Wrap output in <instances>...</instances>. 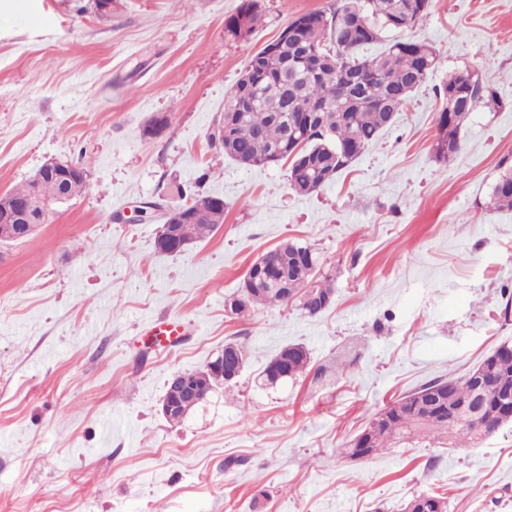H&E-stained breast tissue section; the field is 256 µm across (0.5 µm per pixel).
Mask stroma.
Segmentation results:
<instances>
[{"label": "stroma", "mask_w": 512, "mask_h": 512, "mask_svg": "<svg viewBox=\"0 0 512 512\" xmlns=\"http://www.w3.org/2000/svg\"><path fill=\"white\" fill-rule=\"evenodd\" d=\"M0 0V195L46 162L89 170L30 238L0 243V512H401L438 493L449 512H512V425L473 448L423 440L353 461L374 414L434 379L459 378L512 344V210L489 207L512 164V0H432L406 40L438 66L394 125L311 195L287 162L248 170L211 145L224 97L251 55L329 0H254L258 24L224 31L242 0ZM470 71L496 93L437 160V87ZM161 133L147 135L156 116ZM217 195L224 222L181 254L155 249L173 187ZM311 245L334 296L226 313L250 263L285 241ZM179 320L178 346L144 330ZM245 347L232 388L181 421L168 381ZM306 371L256 375L286 345Z\"/></svg>", "instance_id": "35a3bbf8"}]
</instances>
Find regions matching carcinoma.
I'll return each mask as SVG.
<instances>
[{"label":"carcinoma","instance_id":"1","mask_svg":"<svg viewBox=\"0 0 512 512\" xmlns=\"http://www.w3.org/2000/svg\"><path fill=\"white\" fill-rule=\"evenodd\" d=\"M417 0H334L327 9L303 15L308 25L288 41L282 58L275 60L251 56L243 74L258 75L286 82L288 100L264 92L253 106L231 117L237 91L224 100V119L232 123L231 138L224 141V156L246 168L273 164L274 150H283L281 160L291 161L288 183L293 190L313 194L333 183L379 135L391 127L411 94L434 73L438 56L433 48L417 41L389 38L414 28L418 16ZM252 31L258 22L251 0H244L237 12L224 20V30L234 38L243 36L241 24ZM387 42L378 56L360 54L361 49ZM442 98L437 142L443 150L437 158L449 159L459 149V131L477 104L498 105L495 92L472 73L456 72L439 90ZM310 104L322 109L320 124L305 133L304 155L311 163L288 153L290 114ZM221 197L190 195L189 223L173 225L189 243L205 237L224 223ZM489 206L512 210V166L500 173L492 186ZM269 277L248 286L235 314L244 315L257 307L289 304L294 288L312 287L313 299L301 309L310 316L327 310L333 301L334 275L321 270L319 257L307 244L285 241L261 255ZM288 361L291 376L302 374L308 355L299 345L284 347L272 361ZM487 370L512 382V346L504 343L491 355L458 379H439L404 395L378 411L345 449L351 458L371 457L393 440L428 438L450 448L461 442L480 444L486 437L512 420L504 416L506 405L488 398L480 412L472 414L478 391L476 375Z\"/></svg>","mask_w":512,"mask_h":512}]
</instances>
